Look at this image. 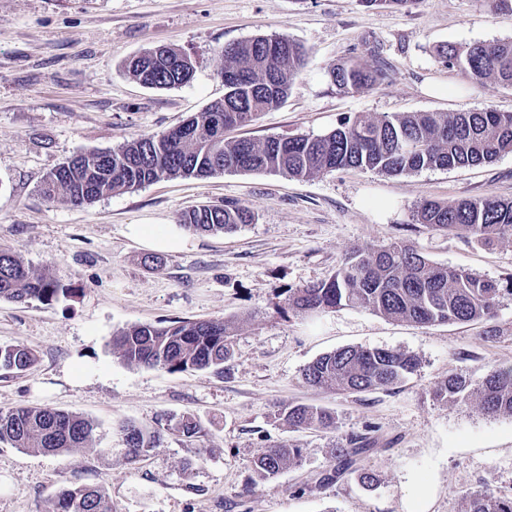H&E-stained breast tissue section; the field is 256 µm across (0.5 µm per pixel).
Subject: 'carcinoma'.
<instances>
[{"label":"carcinoma","mask_w":512,"mask_h":512,"mask_svg":"<svg viewBox=\"0 0 512 512\" xmlns=\"http://www.w3.org/2000/svg\"><path fill=\"white\" fill-rule=\"evenodd\" d=\"M224 98L162 133L141 134L109 151L78 153L44 178L40 193L48 200L89 204L117 191L133 190L161 178L208 177L224 172L267 171L296 179L361 168L399 176L423 170H448L489 163L512 153V113L487 108L475 112H407L393 116L355 115L317 137L278 136L263 141L227 139L224 132L252 123L263 112L279 108L305 66L304 49L280 33L260 35L224 48ZM435 60L472 79L494 80L512 87V41L446 44ZM128 74L140 84L167 89L191 81L193 60L186 53L156 47L131 58ZM345 92L375 85L382 73L350 60L329 71ZM416 222L489 245L512 239V201L493 196L462 199L453 204L426 200ZM245 205L226 201L186 212L185 227L204 233L231 231L250 224ZM66 294L57 273L26 267L9 248H0V299L18 303H51ZM512 296V278H482L437 264L415 246L394 242L353 250L336 274L320 283L288 293V308L317 316L342 306L369 309L396 321L416 324L470 323L494 316L500 299ZM234 323L228 320L177 321L167 326L133 324L113 339V347L129 365L160 367L169 372L223 371L233 357ZM37 363L24 345L0 346V372L21 375ZM419 359L389 348L346 346L306 365L301 378L313 389L365 393L387 389L414 373ZM434 396L455 404H474L484 414L512 417V367L491 366L472 378L452 374L437 385ZM280 416L288 426L333 432L334 411L316 405L290 404ZM170 431L190 441L201 433L198 420L180 418ZM125 457L136 460L160 441V433L134 423L122 426ZM0 442L14 448L70 454L95 442L94 423L77 413L36 405L0 411ZM366 433H351L332 448L335 464L319 484L330 485L346 474L371 485L375 474L356 470L357 458L373 447ZM303 449L286 444L261 450L253 459L254 484H264L283 469L302 461ZM55 512H112L107 493L95 487L59 491ZM462 512H512V497L491 489L464 498Z\"/></svg>","instance_id":"1"}]
</instances>
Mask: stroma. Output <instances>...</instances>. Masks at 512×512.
Returning <instances> with one entry per match:
<instances>
[{
	"label": "stroma",
	"mask_w": 512,
	"mask_h": 512,
	"mask_svg": "<svg viewBox=\"0 0 512 512\" xmlns=\"http://www.w3.org/2000/svg\"><path fill=\"white\" fill-rule=\"evenodd\" d=\"M272 32L307 50L308 62L280 108L236 137L317 136L358 113L512 112V88L474 82L438 65L435 46L512 40V11L486 0H418L407 9L364 0H0V248L29 268L59 272L57 301L0 299V345L33 349L19 376L0 374V411L41 405L97 425L94 447L68 455L0 443V512H53L67 487H101L112 512H461L484 488L512 496V417L436 400L459 373L512 366V296L490 320L419 325L348 306L316 318L284 311L290 290L330 278L353 249L403 240L433 262L504 281L512 241L484 246L413 218L426 200H512V153L490 163L391 177L347 169L293 179L268 172L164 178L89 205L51 203L46 174L80 151L117 148L160 133L223 98L225 45ZM160 45L191 56L193 79L151 89L130 78L128 58ZM381 69L370 89L331 82L337 64ZM236 200L253 223L217 235L189 232L186 249L144 266L129 224H176L202 205ZM230 319L235 354L223 373H170L127 364L112 346L139 323ZM345 346L415 354L418 370L363 394L314 391L302 369ZM291 403L335 412V433L294 430L278 418ZM185 414L191 441L170 433ZM161 430L149 454L124 456L119 427ZM371 428L374 448L357 463L378 483L349 475L316 487L335 438ZM303 448L300 466L254 485L265 446Z\"/></svg>",
	"instance_id": "35a3bbf8"
}]
</instances>
